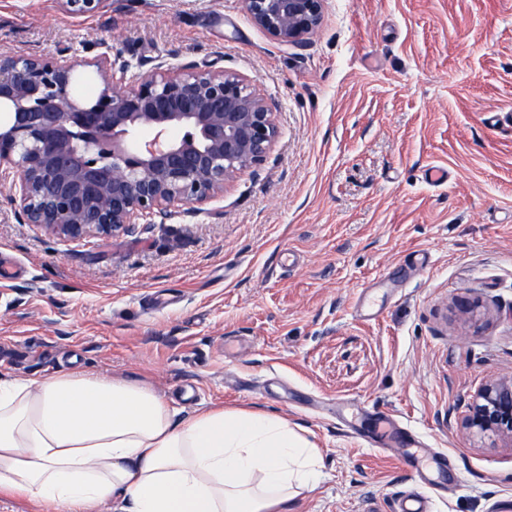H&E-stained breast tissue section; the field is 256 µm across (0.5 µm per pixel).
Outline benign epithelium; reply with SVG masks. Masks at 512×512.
<instances>
[{
    "mask_svg": "<svg viewBox=\"0 0 512 512\" xmlns=\"http://www.w3.org/2000/svg\"><path fill=\"white\" fill-rule=\"evenodd\" d=\"M240 2L272 39L302 45L325 0ZM90 68L98 91L81 99L77 73ZM129 70L71 49L56 58L0 54V184L11 183L24 223L70 242L133 233L223 196L270 157L275 107L244 74L195 63ZM463 425L512 440V379L485 384Z\"/></svg>",
    "mask_w": 512,
    "mask_h": 512,
    "instance_id": "obj_1",
    "label": "benign epithelium"
}]
</instances>
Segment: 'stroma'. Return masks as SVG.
<instances>
[{"instance_id":"1","label":"stroma","mask_w":512,"mask_h":512,"mask_svg":"<svg viewBox=\"0 0 512 512\" xmlns=\"http://www.w3.org/2000/svg\"><path fill=\"white\" fill-rule=\"evenodd\" d=\"M67 47L239 71L280 137L223 197L120 237L56 238L0 185V262L24 271L0 281V374L136 380L180 420L277 414L323 462L287 512H390L409 486L405 448L361 445L346 405L447 454L438 512L512 506V443L462 426L512 379V0H326L302 45L239 0H0V52Z\"/></svg>"}]
</instances>
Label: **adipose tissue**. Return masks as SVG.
<instances>
[{
	"mask_svg": "<svg viewBox=\"0 0 512 512\" xmlns=\"http://www.w3.org/2000/svg\"><path fill=\"white\" fill-rule=\"evenodd\" d=\"M322 458L283 417L216 408L179 422L149 386L68 371L0 376V495L53 512H284Z\"/></svg>",
	"mask_w": 512,
	"mask_h": 512,
	"instance_id": "1",
	"label": "adipose tissue"
}]
</instances>
